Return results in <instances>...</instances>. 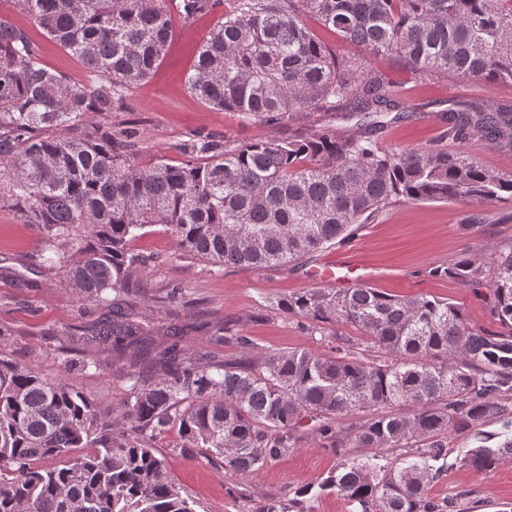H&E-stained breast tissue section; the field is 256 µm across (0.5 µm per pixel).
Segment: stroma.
<instances>
[{
  "label": "stroma",
  "mask_w": 512,
  "mask_h": 512,
  "mask_svg": "<svg viewBox=\"0 0 512 512\" xmlns=\"http://www.w3.org/2000/svg\"><path fill=\"white\" fill-rule=\"evenodd\" d=\"M0 18L27 33L44 65L70 83L94 84V76L82 62L50 39L14 0H0ZM218 19L215 13L190 20L172 14L174 35L167 55L147 81L130 90L127 110L113 113L114 126L137 130L139 162L160 158L173 165L185 162L178 146L194 134L231 143L306 135L305 123L283 129L250 122L236 113L213 109L187 89L186 78L199 48ZM363 59L385 74L417 108L414 118L389 124L382 131L381 141L393 150L428 146L455 150V143L443 136L451 103L482 97L512 102V82L487 84L450 74L420 83L395 58L367 53ZM476 212L482 216L481 223L468 224V216ZM511 242L512 200L481 207L404 202L374 223L362 225L347 241V248L357 251L364 272L362 280H350L349 285L375 288L391 296L446 300L462 308L471 327L498 332L502 326L489 301L456 280L430 276L429 270L465 253H488ZM42 247L36 228L23 223L12 209L0 208V355L33 363L52 379L63 371L49 353L53 335L92 326L101 311L82 304L62 272L46 268ZM131 247L148 259L147 267L137 275L139 298L152 305L177 291L182 307L176 323L184 330V344L214 360L239 356L236 346L217 345L204 337L205 332L227 323L252 339L257 355L298 347L327 352L335 336H361L348 324H327L310 331L303 319L267 306L268 298L320 287L313 272L333 263L336 249L323 250L312 262L287 269L225 267L178 252L170 231L161 224L146 227ZM123 371L107 353L99 371L80 375V385L91 399L109 405L123 396ZM152 445L170 480L193 501L196 512H253L259 501L286 499L303 488L308 491L304 512H356L340 492L318 489L337 456L307 437L288 456L247 474L225 471L222 462L208 458L201 449L183 447L174 430L154 435ZM428 493L435 499H456L468 512H512V461L488 473L448 465Z\"/></svg>",
  "instance_id": "35a3bbf8"
}]
</instances>
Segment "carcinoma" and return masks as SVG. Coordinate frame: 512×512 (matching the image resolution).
Here are the masks:
<instances>
[{
    "mask_svg": "<svg viewBox=\"0 0 512 512\" xmlns=\"http://www.w3.org/2000/svg\"><path fill=\"white\" fill-rule=\"evenodd\" d=\"M15 2L97 85L70 84L0 19V206L39 229L47 267L82 303L105 309L88 341L128 357L132 371L124 397L106 408L67 374L66 345L54 349L66 371L54 379L0 357V512H195L155 456L153 435L175 429L183 447L248 473L288 455L306 425L339 456L320 489L358 512H447L428 486L448 459V437L512 424V245L429 271L484 293L505 332L473 329L460 307L424 296L311 288L269 307L312 329L351 324L365 343L338 336L333 353L254 357L251 338L224 327L214 340L241 358L216 362L180 347L172 326L171 343H154L162 324L136 297L145 260L131 242L164 224L183 254L261 271L343 242L399 202L512 199V173L484 167L472 151L383 146L385 118L406 120L414 109L383 73L333 52L304 23L393 56L421 80L456 73L494 84L512 81V0ZM173 4L187 19L221 12L186 81L209 106L278 127L317 112L353 125L237 145L207 136L182 145L190 160L181 165L137 162L127 152L137 131L112 127V113L126 110L129 90L167 54ZM446 136L512 150V104L450 109ZM401 448L411 461L382 463ZM45 459L60 465L40 466ZM505 461L512 438L456 459L485 472ZM296 504L275 499L254 512H303Z\"/></svg>",
    "mask_w": 512,
    "mask_h": 512,
    "instance_id": "carcinoma-1",
    "label": "carcinoma"
}]
</instances>
